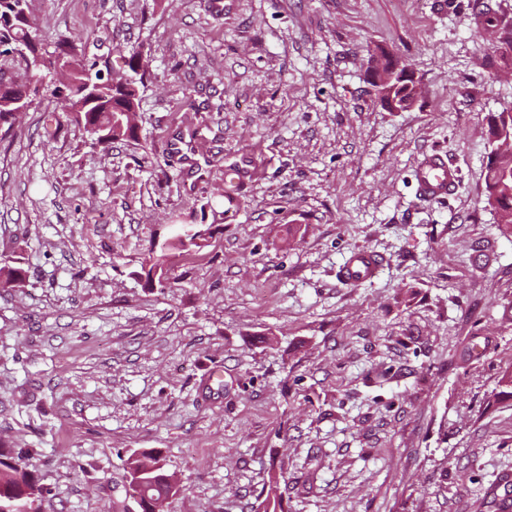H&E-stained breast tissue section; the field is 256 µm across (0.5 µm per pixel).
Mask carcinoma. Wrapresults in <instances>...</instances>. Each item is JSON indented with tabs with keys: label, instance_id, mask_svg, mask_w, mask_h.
<instances>
[{
	"label": "carcinoma",
	"instance_id": "1",
	"mask_svg": "<svg viewBox=\"0 0 512 512\" xmlns=\"http://www.w3.org/2000/svg\"><path fill=\"white\" fill-rule=\"evenodd\" d=\"M29 0H0V57L20 56L26 65L27 79L23 84L10 83L0 91V125L14 119L19 109L29 103V97L39 92L44 81L54 85L53 93L73 108V102L91 96L92 104L84 112L75 113V121L82 125L87 137L96 145L120 139H134L137 130L129 122L128 114L138 111L140 88L133 77H113L99 68V63L76 62L74 39L66 37L57 43L54 52L42 50L28 14ZM472 14L486 29L496 27L494 14L485 0H472ZM389 95L395 107L409 108L413 97L405 82L396 79L389 84ZM512 137V114L497 112L489 118V136ZM485 192L487 203L498 214V228L512 237V147L491 150L487 158ZM177 246L187 251H200L212 238L211 227L203 224L182 225L174 232ZM165 253L151 254L146 260L149 282L163 284L162 278L152 273L163 271ZM24 270L16 261L0 258V288H9L21 282ZM148 455L159 463L156 472L142 476L139 484V508L160 494L162 472L165 471L161 451L152 449ZM288 484L282 474L270 476L269 492L263 501V512H277L282 497L277 494L280 484ZM45 492L30 455L10 448L0 450V512H40Z\"/></svg>",
	"mask_w": 512,
	"mask_h": 512
}]
</instances>
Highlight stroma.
I'll return each mask as SVG.
<instances>
[{"label": "stroma", "mask_w": 512, "mask_h": 512, "mask_svg": "<svg viewBox=\"0 0 512 512\" xmlns=\"http://www.w3.org/2000/svg\"><path fill=\"white\" fill-rule=\"evenodd\" d=\"M470 2L30 0L46 49L148 63L136 139L92 145L47 93L0 126V256L25 271L0 288V446L29 453L42 512H140L145 448L167 512H257L280 472L284 512H499L512 240L485 166L512 57ZM380 47L422 84L411 110L367 82ZM433 149L459 169L440 202L414 178ZM201 222L208 247L167 248ZM361 249L381 265L347 283ZM150 452H144V454H148L150 456H153L155 458V463H160L161 465H158L156 468V472L152 475H144L141 477V482L139 484V487L132 483L130 484V479H128V487L129 491L134 495L136 498H138L137 495V488H139V499H135L138 503L139 508L141 509V512H145L144 503L147 499L153 500L149 503L147 511L150 512H166V504L169 500V497L171 496L173 490H174V480L171 475H168L166 477L167 486L170 491H166L161 495L160 498L154 497L158 496L160 494V484L162 480V472H164L165 469V463L164 459L162 457L161 451L155 450V449H149Z\"/></svg>", "instance_id": "35a3bbf8"}]
</instances>
